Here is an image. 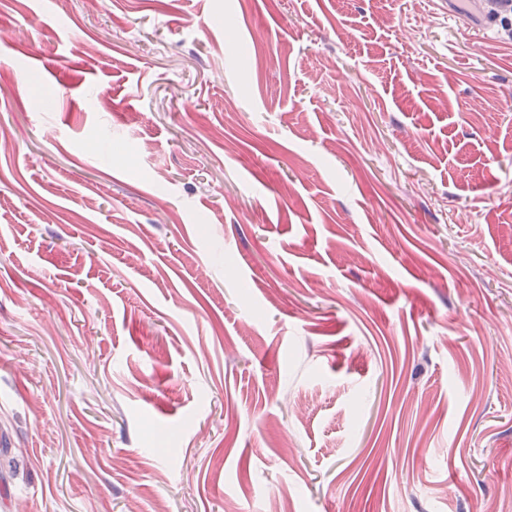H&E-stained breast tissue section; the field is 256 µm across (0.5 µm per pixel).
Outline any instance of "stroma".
I'll list each match as a JSON object with an SVG mask.
<instances>
[{"instance_id": "1", "label": "stroma", "mask_w": 512, "mask_h": 512, "mask_svg": "<svg viewBox=\"0 0 512 512\" xmlns=\"http://www.w3.org/2000/svg\"><path fill=\"white\" fill-rule=\"evenodd\" d=\"M0 0L11 512H512V23Z\"/></svg>"}]
</instances>
